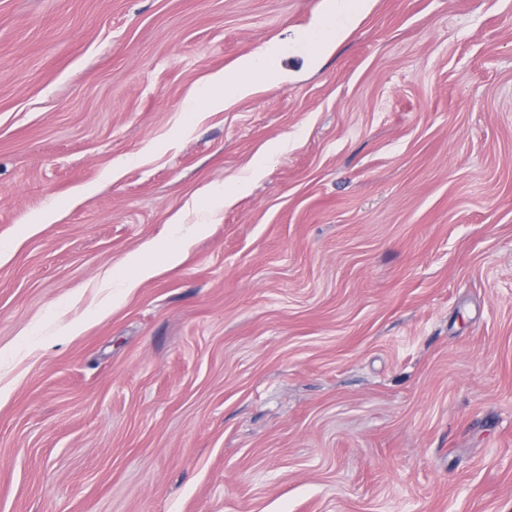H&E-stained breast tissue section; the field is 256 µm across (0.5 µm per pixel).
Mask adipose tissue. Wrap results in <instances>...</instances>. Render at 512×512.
<instances>
[{
    "label": "adipose tissue",
    "mask_w": 512,
    "mask_h": 512,
    "mask_svg": "<svg viewBox=\"0 0 512 512\" xmlns=\"http://www.w3.org/2000/svg\"><path fill=\"white\" fill-rule=\"evenodd\" d=\"M369 0H322L320 13L312 25L316 36L309 51L310 64L319 63L336 47L337 39L347 35L356 25L361 11ZM286 41L267 44L260 50L243 56L232 74L216 73L209 77L202 93L193 101L192 111L218 112L248 97L257 86H280L288 81L281 66V57L289 50ZM181 250L169 247L158 250L154 243H145L136 262L128 268H116L112 276L118 279L124 292H131L141 283L154 277L159 263L176 266Z\"/></svg>",
    "instance_id": "obj_1"
}]
</instances>
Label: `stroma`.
Instances as JSON below:
<instances>
[{
  "label": "stroma",
  "instance_id": "obj_1",
  "mask_svg": "<svg viewBox=\"0 0 512 512\" xmlns=\"http://www.w3.org/2000/svg\"><path fill=\"white\" fill-rule=\"evenodd\" d=\"M321 2L0 0V512H512V0ZM370 1H322L321 12L312 22L316 40L309 51L310 64L319 63L335 49L336 40L347 35L355 27L362 9L367 7ZM289 48V39L267 44L243 56L233 74L212 75L193 101L191 112H218L248 97L258 85L271 87L288 83V72L280 65V59ZM287 149V141L274 142L273 146L267 150L263 158L255 162L246 178L235 182L231 188H224L222 191L213 193L208 199L207 204L213 207L214 210L224 207V203L228 202L233 194L245 191L251 182L262 178L270 162ZM159 248L152 243H145L139 253L136 262L129 268H113L112 279H118L116 288H123L125 294L138 288L141 283L154 277L158 273L156 264Z\"/></svg>",
  "mask_w": 512,
  "mask_h": 512
}]
</instances>
